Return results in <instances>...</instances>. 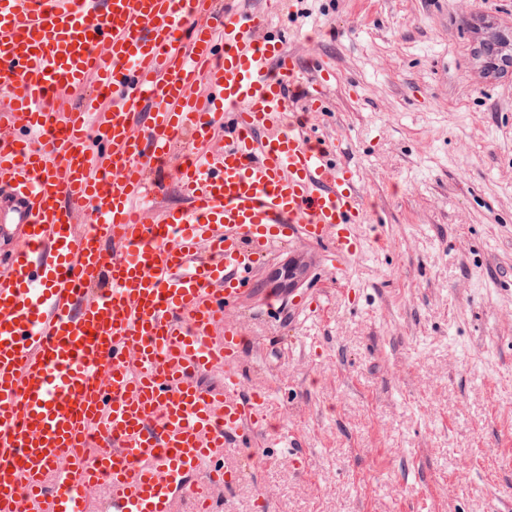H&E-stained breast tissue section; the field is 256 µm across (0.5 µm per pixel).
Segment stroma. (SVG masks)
I'll return each instance as SVG.
<instances>
[{
    "mask_svg": "<svg viewBox=\"0 0 512 512\" xmlns=\"http://www.w3.org/2000/svg\"><path fill=\"white\" fill-rule=\"evenodd\" d=\"M289 26L374 209L355 296L303 242L261 262L241 367L278 431L226 449L218 512H512V49L480 55L512 0H295ZM311 68L314 71L315 79L308 92V108L311 112H326L328 95L327 86L333 77V69L325 58L316 59Z\"/></svg>",
    "mask_w": 512,
    "mask_h": 512,
    "instance_id": "1",
    "label": "stroma"
}]
</instances>
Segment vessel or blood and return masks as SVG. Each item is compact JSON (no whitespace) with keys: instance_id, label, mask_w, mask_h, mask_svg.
Masks as SVG:
<instances>
[{"instance_id":"1","label":"vessel or blood","mask_w":512,"mask_h":512,"mask_svg":"<svg viewBox=\"0 0 512 512\" xmlns=\"http://www.w3.org/2000/svg\"><path fill=\"white\" fill-rule=\"evenodd\" d=\"M269 2L0 0V512L103 489L107 512H216L227 442L267 433L238 304L293 242L343 269L367 213L286 118L302 72ZM312 69L323 112L333 69ZM166 167L188 206L157 209Z\"/></svg>"}]
</instances>
